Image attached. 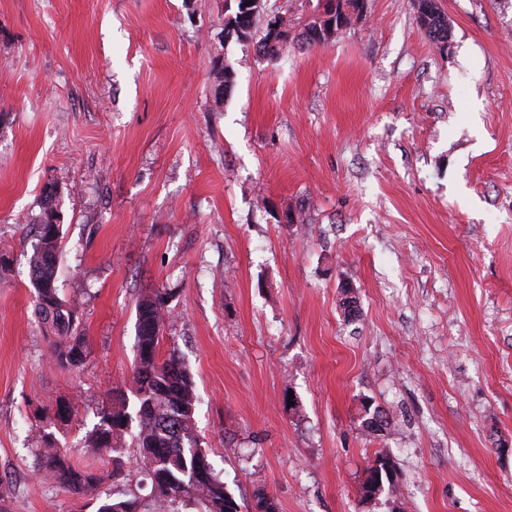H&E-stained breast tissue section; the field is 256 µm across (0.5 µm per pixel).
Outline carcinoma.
<instances>
[{
  "mask_svg": "<svg viewBox=\"0 0 512 512\" xmlns=\"http://www.w3.org/2000/svg\"><path fill=\"white\" fill-rule=\"evenodd\" d=\"M418 24L435 42L445 44L451 38L448 17L438 0H429L426 19L416 17ZM247 31L224 25L225 37L239 42H254L255 51L263 58L275 59L288 49L278 40L271 25L256 37L255 19L247 20ZM38 244L30 266L31 285L35 292V313L49 338L54 361L69 368L81 363L84 355L81 319L76 305L63 299L56 285V266L61 231L48 227L57 223V195L43 191ZM137 357L133 376L137 384L135 435L143 471L151 481L152 493L142 499L125 490L114 496L105 493L96 512H114L112 506L124 504L128 512H179L178 505L202 506L201 512H224V482L213 470L199 466L198 454L204 452L194 433L193 414L196 396L191 377L180 360L171 353L159 358V346L165 325L163 296L154 294L137 306ZM363 427L376 433L387 423V417L376 408H365ZM85 439V447L94 454L116 451L117 437L125 426L121 411L105 409ZM37 474L50 479L75 495L98 491L101 479L85 467L71 463L57 446L51 434L40 432L34 438Z\"/></svg>",
  "mask_w": 512,
  "mask_h": 512,
  "instance_id": "1",
  "label": "carcinoma"
}]
</instances>
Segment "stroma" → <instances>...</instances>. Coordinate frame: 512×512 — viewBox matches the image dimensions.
Returning <instances> with one entry per match:
<instances>
[{
	"label": "stroma",
	"mask_w": 512,
	"mask_h": 512,
	"mask_svg": "<svg viewBox=\"0 0 512 512\" xmlns=\"http://www.w3.org/2000/svg\"><path fill=\"white\" fill-rule=\"evenodd\" d=\"M440 4L445 50L413 0H364L329 44L270 60L225 38L235 0H0L10 512L98 507L36 474L40 429L111 490L150 494L133 430L116 457L83 440L99 411L136 404L137 305L154 293L159 353L191 376L240 512L260 491L277 512H512V0ZM50 183L57 287L85 337L71 368L30 283ZM381 453L393 481L363 500Z\"/></svg>",
	"instance_id": "obj_1"
}]
</instances>
